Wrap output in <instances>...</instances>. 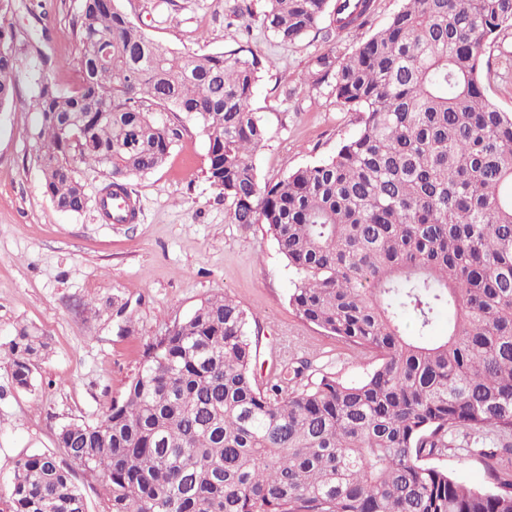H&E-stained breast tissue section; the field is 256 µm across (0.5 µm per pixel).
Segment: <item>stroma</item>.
I'll list each match as a JSON object with an SVG mask.
<instances>
[{
  "label": "stroma",
  "instance_id": "35a3bbf8",
  "mask_svg": "<svg viewBox=\"0 0 512 512\" xmlns=\"http://www.w3.org/2000/svg\"><path fill=\"white\" fill-rule=\"evenodd\" d=\"M241 0H119L152 40L189 55L244 45L264 62L251 107L268 129L254 157L261 182L335 153L358 128L356 113L328 85H312V60L338 55L384 28L402 0H374L368 23L330 39L318 32L282 44L262 26L265 0L228 25ZM80 0H8L0 25L12 36L17 97L0 110V347L17 330L48 342L35 389H17L0 364V480L24 454L52 453L61 425L93 422L121 399L148 344L190 316L207 298L228 294L257 321L255 371L265 378L282 362H305L309 376L346 382L372 367L349 346L304 322L288 303L293 276L266 225L225 220L224 197L205 176V139L194 123L165 163L131 176L135 221L105 219L99 200L109 182L77 164L88 204L57 209L39 165L38 89L51 81L73 89L79 76L75 36Z\"/></svg>",
  "mask_w": 512,
  "mask_h": 512
}]
</instances>
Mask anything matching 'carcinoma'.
<instances>
[{"label":"carcinoma","mask_w":512,"mask_h":512,"mask_svg":"<svg viewBox=\"0 0 512 512\" xmlns=\"http://www.w3.org/2000/svg\"><path fill=\"white\" fill-rule=\"evenodd\" d=\"M373 0H266L282 43L364 26ZM512 28V0H403L349 56L316 57L358 113L336 153L260 186L267 131L251 109L263 63L242 45L192 56L148 38L112 0H81L79 82L39 88V161L56 207L88 204L74 163L130 197L132 175L161 166L182 134L205 136L207 180L231 224H264L294 275L289 303L307 323L369 355L357 382L305 384L283 366L253 372V315L207 299L150 343L122 400L94 423L60 427L52 454L20 457L0 512H88L75 470L107 479L101 512H512V114L480 72ZM17 60L0 29V109ZM448 328L432 335L442 314ZM43 338L25 329L3 358L33 387ZM489 440L484 487L435 460L458 437Z\"/></svg>","instance_id":"1"}]
</instances>
